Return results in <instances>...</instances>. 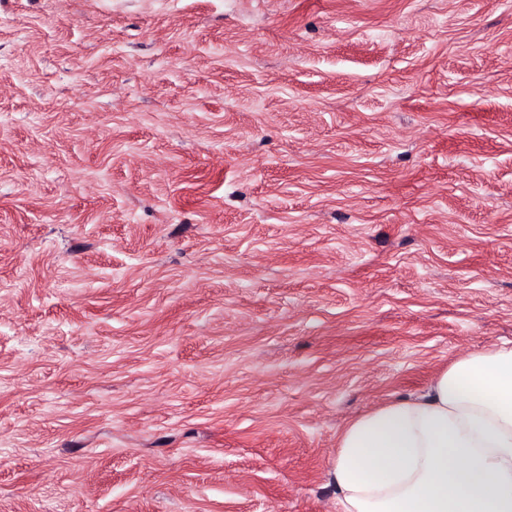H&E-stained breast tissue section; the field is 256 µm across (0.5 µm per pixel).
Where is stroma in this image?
I'll list each match as a JSON object with an SVG mask.
<instances>
[{
	"mask_svg": "<svg viewBox=\"0 0 512 512\" xmlns=\"http://www.w3.org/2000/svg\"><path fill=\"white\" fill-rule=\"evenodd\" d=\"M502 345L512 0H0V512H339Z\"/></svg>",
	"mask_w": 512,
	"mask_h": 512,
	"instance_id": "35a3bbf8",
	"label": "stroma"
}]
</instances>
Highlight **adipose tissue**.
I'll return each mask as SVG.
<instances>
[{
  "mask_svg": "<svg viewBox=\"0 0 512 512\" xmlns=\"http://www.w3.org/2000/svg\"><path fill=\"white\" fill-rule=\"evenodd\" d=\"M331 478L340 512H512V346L353 420Z\"/></svg>",
  "mask_w": 512,
  "mask_h": 512,
  "instance_id": "adipose-tissue-1",
  "label": "adipose tissue"
}]
</instances>
